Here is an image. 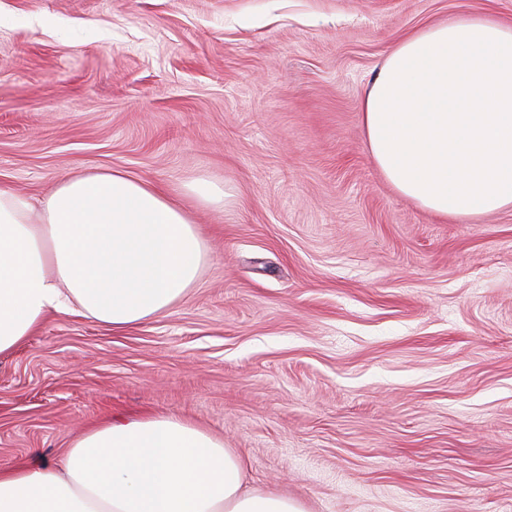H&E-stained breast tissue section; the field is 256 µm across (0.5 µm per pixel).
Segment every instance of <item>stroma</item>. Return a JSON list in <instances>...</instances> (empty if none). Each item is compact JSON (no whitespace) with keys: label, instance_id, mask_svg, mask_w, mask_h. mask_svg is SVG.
<instances>
[{"label":"stroma","instance_id":"1","mask_svg":"<svg viewBox=\"0 0 512 512\" xmlns=\"http://www.w3.org/2000/svg\"><path fill=\"white\" fill-rule=\"evenodd\" d=\"M512 0H0V184L226 186L169 312L49 317L0 356V467L174 415L306 512H512V207L399 195L362 101L407 35Z\"/></svg>","mask_w":512,"mask_h":512}]
</instances>
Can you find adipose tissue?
Masks as SVG:
<instances>
[{
    "mask_svg": "<svg viewBox=\"0 0 512 512\" xmlns=\"http://www.w3.org/2000/svg\"><path fill=\"white\" fill-rule=\"evenodd\" d=\"M363 122L374 164L435 214L512 206V26L461 18L412 33L367 83ZM220 211L204 179L161 187L121 170L77 174L33 205L0 186V355L49 314L126 330L170 311L201 276L205 238L181 192ZM0 512H305L245 489L223 440L173 416L111 420L56 465L0 468Z\"/></svg>",
    "mask_w": 512,
    "mask_h": 512,
    "instance_id": "1",
    "label": "adipose tissue"
}]
</instances>
